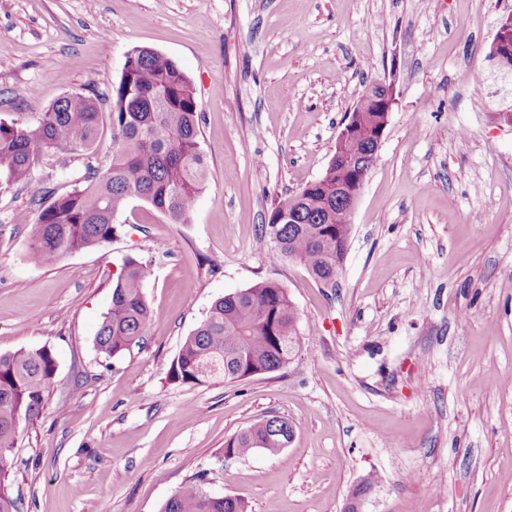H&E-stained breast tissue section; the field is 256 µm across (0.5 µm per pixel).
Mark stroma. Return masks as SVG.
Returning a JSON list of instances; mask_svg holds the SVG:
<instances>
[{"mask_svg": "<svg viewBox=\"0 0 512 512\" xmlns=\"http://www.w3.org/2000/svg\"><path fill=\"white\" fill-rule=\"evenodd\" d=\"M512 0H0V118L34 121L108 90L148 46L190 79L208 167L187 223L134 199L105 249L30 263L45 190L104 168L112 137L37 156L0 188V353L57 372L13 451L19 512H160L189 476L249 512H512V91L486 56ZM395 102L351 214L335 287L279 258L274 201L320 178L363 90ZM147 261L142 347L95 336L127 257ZM271 280L298 312L294 361L170 383L181 343L226 294ZM279 455L222 459L265 416ZM373 480L361 498L353 492Z\"/></svg>", "mask_w": 512, "mask_h": 512, "instance_id": "35a3bbf8", "label": "stroma"}]
</instances>
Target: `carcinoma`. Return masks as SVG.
I'll use <instances>...</instances> for the list:
<instances>
[{
    "label": "carcinoma",
    "instance_id": "obj_1",
    "mask_svg": "<svg viewBox=\"0 0 512 512\" xmlns=\"http://www.w3.org/2000/svg\"><path fill=\"white\" fill-rule=\"evenodd\" d=\"M112 133V162L99 168L85 163L79 181L59 195L39 200L38 220L27 253L39 266H53L66 255L105 246L115 220L133 199L148 202L172 224H183L204 188L205 157L199 140L198 103L192 84L171 58L147 47L132 50L121 77L107 93L91 91L59 98L34 123L0 119V185L25 184L35 155L42 151L67 165L64 154L90 150L103 116ZM325 183L301 189L273 203L268 228L277 253L303 264L324 285L336 281V259H345L346 242L336 205V168H326ZM297 224H281L288 213ZM147 264L128 257L112 285V300L95 337L106 359L119 357L143 341L150 311L143 284ZM296 307L288 291L272 281L216 300L205 319L185 338L168 379L175 384H204L222 378L240 382L261 369L288 366L299 342ZM56 374L50 350L20 349L0 354V512H18L12 496L14 458L21 424L42 411ZM294 430L288 419L264 417L228 439L222 456H245L257 449L277 455ZM204 479L182 486L162 512H247L240 499L215 496Z\"/></svg>",
    "mask_w": 512,
    "mask_h": 512
}]
</instances>
